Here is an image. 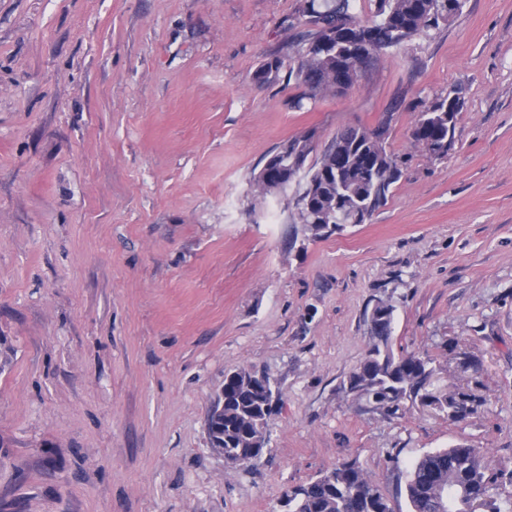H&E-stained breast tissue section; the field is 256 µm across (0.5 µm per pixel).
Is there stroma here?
<instances>
[{"instance_id": "obj_1", "label": "stroma", "mask_w": 512, "mask_h": 512, "mask_svg": "<svg viewBox=\"0 0 512 512\" xmlns=\"http://www.w3.org/2000/svg\"><path fill=\"white\" fill-rule=\"evenodd\" d=\"M305 0H0V512H281L283 492L354 461L408 512L407 468L466 442L512 497V0H465L346 95L306 101ZM458 88L446 158L408 138ZM393 114L403 175L363 224L293 241L287 199L251 177L282 140ZM393 348L477 355L486 404L460 422L340 393L364 317ZM282 394L255 465L206 423L227 371Z\"/></svg>"}]
</instances>
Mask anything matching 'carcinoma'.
I'll list each match as a JSON object with an SVG mask.
<instances>
[{
  "instance_id": "1",
  "label": "carcinoma",
  "mask_w": 512,
  "mask_h": 512,
  "mask_svg": "<svg viewBox=\"0 0 512 512\" xmlns=\"http://www.w3.org/2000/svg\"><path fill=\"white\" fill-rule=\"evenodd\" d=\"M464 0H376L373 18L364 20L354 0H306L300 15L305 31L297 69L288 78L302 88L296 105L318 95L344 94L357 82L360 70L412 38L435 29L462 9ZM282 63L274 58L255 71L253 81L276 80ZM464 101L456 88L448 89L414 113L409 129L411 144L431 159L447 157L444 142L454 139ZM389 120L373 127L348 126L319 149L315 131L283 140L267 155L254 174V195L288 197L295 233L313 232L312 238L332 235L321 225L359 224L365 209L375 212L392 196L402 171L388 150ZM306 170L301 181L288 182V164ZM370 341L363 360L349 373L357 398L396 412L412 401L457 422L477 412L484 399L475 386H452L447 395L434 394L433 375L439 370L428 354L393 349L394 309L379 316L366 315ZM240 368L224 376V389L211 406V439L222 443L224 462L233 467L259 460L269 443V424L281 404V392L266 375L247 378ZM490 460L483 448L465 443L428 451L408 467L405 495L409 512H437L441 490L456 492L453 512H512V501L491 493ZM288 512H394L390 500L357 462L340 463L315 479L289 488L283 495Z\"/></svg>"
}]
</instances>
